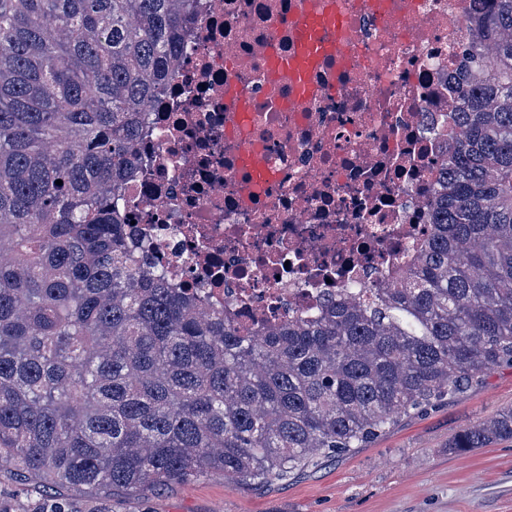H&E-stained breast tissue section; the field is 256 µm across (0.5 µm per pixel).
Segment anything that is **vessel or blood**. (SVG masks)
I'll use <instances>...</instances> for the list:
<instances>
[{
  "label": "vessel or blood",
  "mask_w": 512,
  "mask_h": 512,
  "mask_svg": "<svg viewBox=\"0 0 512 512\" xmlns=\"http://www.w3.org/2000/svg\"><path fill=\"white\" fill-rule=\"evenodd\" d=\"M339 23L336 6L332 2L322 11L301 13L295 24V52L292 56L274 59L269 72L270 82L290 79L299 99L312 97L316 89L308 83L307 76L324 57L336 54V43L325 39L324 34ZM244 159L253 182L263 183L271 179L272 172L258 148L248 149Z\"/></svg>",
  "instance_id": "vessel-or-blood-1"
}]
</instances>
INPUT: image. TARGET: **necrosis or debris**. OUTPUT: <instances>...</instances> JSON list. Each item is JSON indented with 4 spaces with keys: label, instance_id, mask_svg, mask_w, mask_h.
I'll list each match as a JSON object with an SVG mask.
<instances>
[{
    "label": "necrosis or debris",
    "instance_id": "4bbe7bcc",
    "mask_svg": "<svg viewBox=\"0 0 512 512\" xmlns=\"http://www.w3.org/2000/svg\"><path fill=\"white\" fill-rule=\"evenodd\" d=\"M319 2L196 0L123 186L135 241L246 334L415 258L456 134L463 46L479 39V0H388L381 14L372 0H337L341 52L311 73L318 93L297 108L291 84L268 83L266 51L290 54L295 20ZM232 89L252 115L243 136ZM247 144L273 177L245 196Z\"/></svg>",
    "mask_w": 512,
    "mask_h": 512
}]
</instances>
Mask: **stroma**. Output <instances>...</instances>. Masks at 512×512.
<instances>
[{
  "instance_id": "1",
  "label": "stroma",
  "mask_w": 512,
  "mask_h": 512,
  "mask_svg": "<svg viewBox=\"0 0 512 512\" xmlns=\"http://www.w3.org/2000/svg\"><path fill=\"white\" fill-rule=\"evenodd\" d=\"M512 407V366L401 418L364 448L283 479L245 485L213 475L106 500L107 512H512V441L450 453L463 428Z\"/></svg>"
}]
</instances>
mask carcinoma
I'll return each mask as SVG.
<instances>
[{
    "mask_svg": "<svg viewBox=\"0 0 512 512\" xmlns=\"http://www.w3.org/2000/svg\"><path fill=\"white\" fill-rule=\"evenodd\" d=\"M194 8L0 0V480L39 512L284 478L512 365V0L485 5L417 259L259 336L172 287L113 205ZM505 440L512 408L448 448Z\"/></svg>",
    "mask_w": 512,
    "mask_h": 512,
    "instance_id": "carcinoma-1",
    "label": "carcinoma"
}]
</instances>
